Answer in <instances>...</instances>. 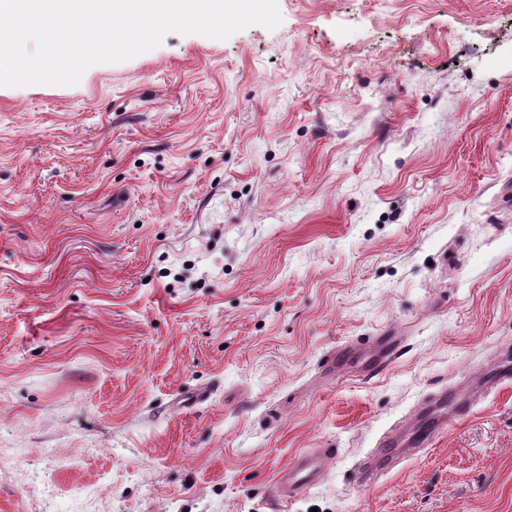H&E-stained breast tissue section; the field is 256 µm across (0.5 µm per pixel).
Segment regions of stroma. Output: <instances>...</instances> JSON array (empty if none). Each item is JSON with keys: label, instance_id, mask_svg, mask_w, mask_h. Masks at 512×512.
Segmentation results:
<instances>
[{"label": "stroma", "instance_id": "stroma-1", "mask_svg": "<svg viewBox=\"0 0 512 512\" xmlns=\"http://www.w3.org/2000/svg\"><path fill=\"white\" fill-rule=\"evenodd\" d=\"M278 5L0 87V512H269L309 448L286 512H512V0ZM434 405L451 408V414L448 419V425L455 420H459L467 416L472 408L467 402L460 400L453 390L448 393L442 392L435 400ZM447 428L446 423L439 425L434 419L428 420L404 442L397 434L385 435L379 439L377 447L353 473L352 486L357 491H367L375 487L381 476L388 473L405 453L407 448H427ZM335 458L336 449L309 448L279 471L271 490L278 512L285 510L287 501L306 494L320 483Z\"/></svg>", "mask_w": 512, "mask_h": 512}]
</instances>
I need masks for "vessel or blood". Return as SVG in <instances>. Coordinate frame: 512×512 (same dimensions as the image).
<instances>
[{
    "instance_id": "b4317fda",
    "label": "vessel or blood",
    "mask_w": 512,
    "mask_h": 512,
    "mask_svg": "<svg viewBox=\"0 0 512 512\" xmlns=\"http://www.w3.org/2000/svg\"><path fill=\"white\" fill-rule=\"evenodd\" d=\"M438 422L429 420L410 438L397 434L383 436L376 448L353 473L352 486L358 491L375 487L381 476L388 473L401 458L406 448H427L442 433ZM336 457L332 448H310L296 455L283 470L272 487V496L277 507H284L287 501L306 494L320 483Z\"/></svg>"
}]
</instances>
